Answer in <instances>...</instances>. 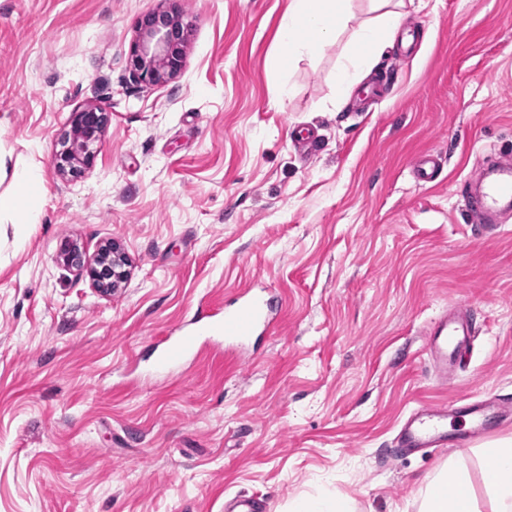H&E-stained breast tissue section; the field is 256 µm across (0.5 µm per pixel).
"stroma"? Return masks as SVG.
<instances>
[{
	"mask_svg": "<svg viewBox=\"0 0 512 512\" xmlns=\"http://www.w3.org/2000/svg\"><path fill=\"white\" fill-rule=\"evenodd\" d=\"M290 0H181V71L134 83L129 48L168 0H0V151L45 182L37 214L0 218V512H269L328 487L357 512H418L444 464L490 512L480 450L392 454L422 402L512 406V220L471 228L463 190L512 150V0H421L420 34L345 95L341 45L282 68ZM105 108L79 174L55 158L73 110ZM316 131L314 148L294 144ZM442 159L417 183L414 157ZM116 243L112 294L65 264ZM274 328L237 361L201 340L169 376L138 367L199 306L248 288ZM470 305L469 358L440 379L425 330Z\"/></svg>",
	"mask_w": 512,
	"mask_h": 512,
	"instance_id": "obj_1",
	"label": "stroma"
}]
</instances>
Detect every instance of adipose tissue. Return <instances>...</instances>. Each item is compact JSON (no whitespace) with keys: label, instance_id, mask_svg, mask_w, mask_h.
<instances>
[{"label":"adipose tissue","instance_id":"obj_1","mask_svg":"<svg viewBox=\"0 0 512 512\" xmlns=\"http://www.w3.org/2000/svg\"><path fill=\"white\" fill-rule=\"evenodd\" d=\"M373 15L359 22L352 0H291L279 30V61L291 66L303 56L313 57L325 46L347 37L350 51L336 69V87L346 92L359 72L370 69L398 30L413 0H371ZM14 188L0 194V214L34 213L43 206L44 178L35 168L13 174ZM485 469L491 475L489 496L492 512H512V438L486 444ZM454 492H447V485ZM419 512H477L471 488L455 470L443 468L419 489Z\"/></svg>","mask_w":512,"mask_h":512}]
</instances>
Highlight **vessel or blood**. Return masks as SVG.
I'll list each match as a JSON object with an SVG mask.
<instances>
[{
    "instance_id": "vessel-or-blood-1",
    "label": "vessel or blood",
    "mask_w": 512,
    "mask_h": 512,
    "mask_svg": "<svg viewBox=\"0 0 512 512\" xmlns=\"http://www.w3.org/2000/svg\"><path fill=\"white\" fill-rule=\"evenodd\" d=\"M412 170L418 182L435 181L441 173V160L431 153L419 154ZM476 180L480 188L470 194L467 212L476 224L491 231L499 230L512 211V156L503 155L490 170L479 173ZM276 311L272 298L248 292L234 308L210 310L204 317V326L210 335L223 339L224 350L230 354L269 330ZM473 334L470 309L466 305H458L454 312L441 313L431 320L426 330L427 353L440 373H448L463 361ZM196 345L197 338L191 332L183 330L179 335L168 337L160 348V372L179 369ZM452 420L463 427L458 438L462 447L475 435L484 434L488 426L478 404L423 403L404 419L397 446L405 451L447 445L448 423Z\"/></svg>"
}]
</instances>
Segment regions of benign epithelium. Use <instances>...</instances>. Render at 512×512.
I'll return each instance as SVG.
<instances>
[{"instance_id":"1","label":"benign epithelium","mask_w":512,"mask_h":512,"mask_svg":"<svg viewBox=\"0 0 512 512\" xmlns=\"http://www.w3.org/2000/svg\"><path fill=\"white\" fill-rule=\"evenodd\" d=\"M188 28L183 25L176 6L161 13H151L138 23V35L129 50L130 76L144 85H158L177 75L183 65L184 44ZM106 123V113L100 107L88 106L71 115L72 142L60 154L56 167L74 171L93 159L89 146L95 142ZM71 265L81 269L93 287L101 292L112 290L124 276V257L115 245L87 264L73 254Z\"/></svg>"}]
</instances>
